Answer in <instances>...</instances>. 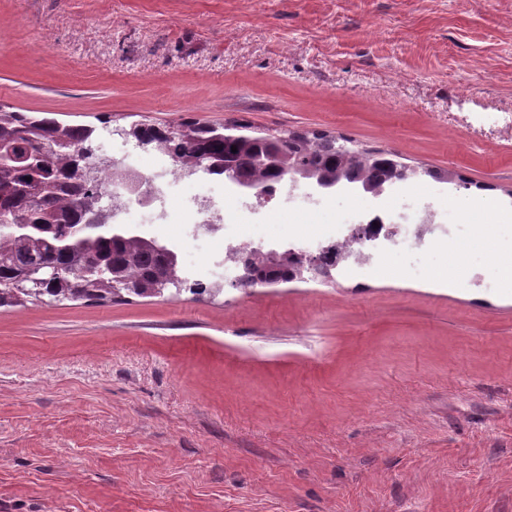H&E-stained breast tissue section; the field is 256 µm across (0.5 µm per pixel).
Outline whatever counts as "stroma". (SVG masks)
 Returning <instances> with one entry per match:
<instances>
[{
  "instance_id": "stroma-1",
  "label": "stroma",
  "mask_w": 512,
  "mask_h": 512,
  "mask_svg": "<svg viewBox=\"0 0 512 512\" xmlns=\"http://www.w3.org/2000/svg\"><path fill=\"white\" fill-rule=\"evenodd\" d=\"M0 104L105 132L239 121L445 170L458 258L215 296L0 307V512H512V0H0ZM235 221L297 248L372 206ZM178 248L210 284L223 232ZM481 240L491 241L494 246L472 254L475 261L490 266L504 279H512V226L491 224L478 231Z\"/></svg>"
}]
</instances>
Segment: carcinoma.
Returning <instances> with one entry per match:
<instances>
[{"label": "carcinoma", "mask_w": 512, "mask_h": 512, "mask_svg": "<svg viewBox=\"0 0 512 512\" xmlns=\"http://www.w3.org/2000/svg\"><path fill=\"white\" fill-rule=\"evenodd\" d=\"M135 130L144 148H163L182 173L200 170L230 183L269 189L288 176L304 182L337 177L369 186L399 179L393 154L353 149L347 140L326 133L292 141L243 123L215 128L195 121L173 129L141 124ZM100 151L91 127L0 108V215L8 218L0 222V307L31 299L16 296L11 283L36 262L59 270L66 287L46 290L57 301L145 297L160 276L193 294L207 291L202 283L187 284L181 262L164 263L141 238L95 228L106 223L102 200L118 167L104 164L92 180L80 179L78 169ZM14 224L29 225L27 235H16ZM248 267L260 280L288 276V266L275 265L268 252L258 254ZM114 278L129 281V287L114 294Z\"/></svg>", "instance_id": "cac0c4a2"}]
</instances>
